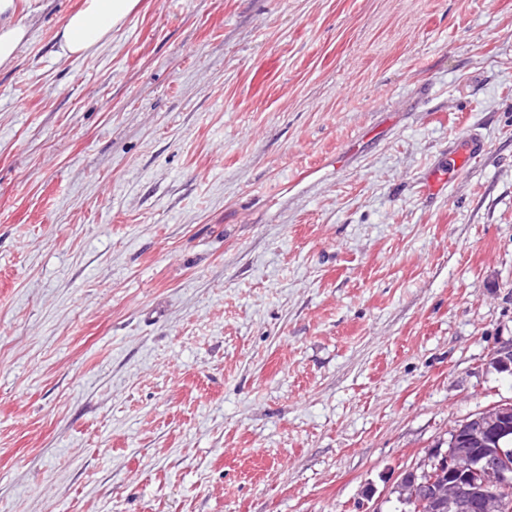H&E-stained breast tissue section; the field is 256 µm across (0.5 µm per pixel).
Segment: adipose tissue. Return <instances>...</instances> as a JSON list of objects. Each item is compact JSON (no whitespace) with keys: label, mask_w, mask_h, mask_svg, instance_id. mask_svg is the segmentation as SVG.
Instances as JSON below:
<instances>
[{"label":"adipose tissue","mask_w":512,"mask_h":512,"mask_svg":"<svg viewBox=\"0 0 512 512\" xmlns=\"http://www.w3.org/2000/svg\"><path fill=\"white\" fill-rule=\"evenodd\" d=\"M139 2L83 0L56 33L58 54L70 57L95 53L122 28ZM16 13V0H0V68L11 66L32 38V22L17 19Z\"/></svg>","instance_id":"obj_1"}]
</instances>
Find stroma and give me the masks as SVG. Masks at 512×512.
<instances>
[{"label": "stroma", "mask_w": 512, "mask_h": 512, "mask_svg": "<svg viewBox=\"0 0 512 512\" xmlns=\"http://www.w3.org/2000/svg\"><path fill=\"white\" fill-rule=\"evenodd\" d=\"M28 2L0 512H393L512 399V0H140L80 58Z\"/></svg>", "instance_id": "obj_1"}]
</instances>
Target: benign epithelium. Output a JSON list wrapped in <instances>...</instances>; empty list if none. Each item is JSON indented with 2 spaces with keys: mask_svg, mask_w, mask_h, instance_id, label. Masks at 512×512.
Instances as JSON below:
<instances>
[{
  "mask_svg": "<svg viewBox=\"0 0 512 512\" xmlns=\"http://www.w3.org/2000/svg\"><path fill=\"white\" fill-rule=\"evenodd\" d=\"M490 364L499 371H512V344L495 349ZM512 416V400H501L478 411L470 439H479L484 426L502 423ZM438 467L448 468V512H466L475 506L480 512H502L503 496L512 490V445L497 446L485 455L448 453L439 460ZM481 476L484 496L474 505L468 481Z\"/></svg>",
  "mask_w": 512,
  "mask_h": 512,
  "instance_id": "7a95c632",
  "label": "benign epithelium"
}]
</instances>
